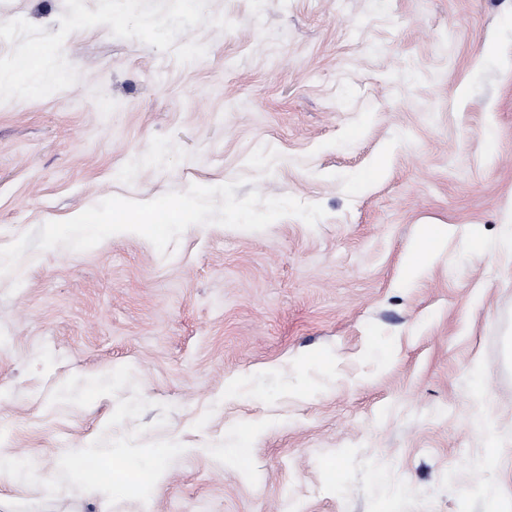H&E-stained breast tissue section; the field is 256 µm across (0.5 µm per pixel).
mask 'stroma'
Masks as SVG:
<instances>
[{
    "label": "stroma",
    "instance_id": "1",
    "mask_svg": "<svg viewBox=\"0 0 512 512\" xmlns=\"http://www.w3.org/2000/svg\"><path fill=\"white\" fill-rule=\"evenodd\" d=\"M64 0H0L56 33ZM188 64L101 25L79 91L0 103V246L101 200L247 177L326 211L27 249L0 276V448L55 476L136 424L185 452L147 503L48 496L0 512H512V0H209ZM445 238L415 282L422 225ZM127 365L152 407L53 405ZM170 405L159 424L161 405ZM489 421L486 430L476 425ZM248 451L216 459L241 430ZM501 461L476 474L489 448Z\"/></svg>",
    "mask_w": 512,
    "mask_h": 512
}]
</instances>
